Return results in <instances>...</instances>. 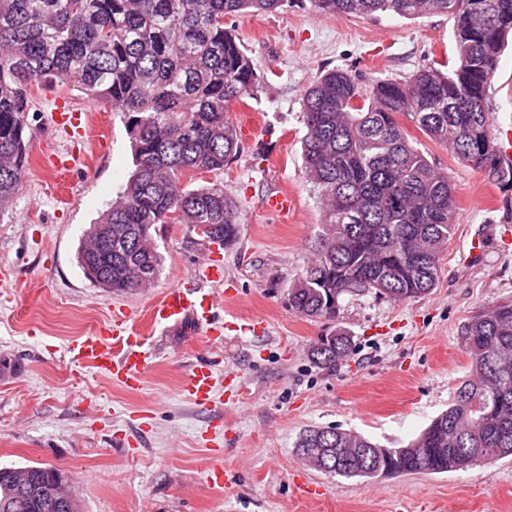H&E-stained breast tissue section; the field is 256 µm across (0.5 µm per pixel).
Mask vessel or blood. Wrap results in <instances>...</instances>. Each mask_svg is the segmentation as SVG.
I'll return each mask as SVG.
<instances>
[{
  "label": "vessel or blood",
  "instance_id": "obj_1",
  "mask_svg": "<svg viewBox=\"0 0 512 512\" xmlns=\"http://www.w3.org/2000/svg\"><path fill=\"white\" fill-rule=\"evenodd\" d=\"M200 287L177 283L163 293L150 310L152 327L178 328L192 324L204 334L214 333V295L211 286L222 284L224 274L212 258L200 262ZM146 333L129 313H117L109 326L95 335L73 339L67 346L70 363L104 371L113 383L128 390L138 389L148 365ZM216 381L210 364L195 366L184 380L181 391L197 407L214 402Z\"/></svg>",
  "mask_w": 512,
  "mask_h": 512
}]
</instances>
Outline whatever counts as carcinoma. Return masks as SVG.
Returning a JSON list of instances; mask_svg holds the SVG:
<instances>
[{"label": "carcinoma", "mask_w": 512, "mask_h": 512, "mask_svg": "<svg viewBox=\"0 0 512 512\" xmlns=\"http://www.w3.org/2000/svg\"><path fill=\"white\" fill-rule=\"evenodd\" d=\"M319 13L402 17L446 14L454 53L405 79L359 84L333 68L303 95L302 158L322 205L324 233L289 288L306 317H336L346 294L402 301L429 293L453 231L457 201L448 172L434 166L400 122L499 184L512 185L486 109L512 0H309ZM288 0H0V217L27 171L26 112L33 86L65 80L127 119L135 169L90 225L78 252L112 293L138 292L159 276L158 224H210L224 244L239 234L240 205L224 186L191 187L239 152L229 104L253 98L260 79L224 20L274 13ZM112 225V244L98 236ZM469 378L448 410L406 447L381 448L361 434L311 428L296 441L313 467L342 477L464 470L512 455V301L487 305L463 326ZM351 339L323 336L312 357L327 368ZM54 468L0 466V512H82L81 501L38 498Z\"/></svg>", "instance_id": "obj_1"}]
</instances>
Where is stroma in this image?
Here are the masks:
<instances>
[{"label":"stroma","mask_w":512,"mask_h":512,"mask_svg":"<svg viewBox=\"0 0 512 512\" xmlns=\"http://www.w3.org/2000/svg\"><path fill=\"white\" fill-rule=\"evenodd\" d=\"M230 24L261 79L255 98L232 103L241 132L237 158L198 184H223L241 204L237 239L212 247L182 224L157 225L162 256L152 288L114 294L93 286L77 260L85 231L134 169L126 120L104 103L91 115L84 162L28 171L0 222V465L40 464L68 474L83 512H512V456L445 474L346 478L305 468L294 475L295 443L306 429L336 427L384 448H401L446 411L470 371L462 327L487 304L512 299V186L503 187L416 127L408 132L455 190L456 227L437 284L400 302L349 294L332 318H307L288 301L323 232L317 194L303 172V95L332 68L359 83L403 79L454 51L453 21L393 12L330 16L309 0ZM81 106L70 83L31 90L30 158L70 150L76 131L58 123L55 100ZM487 106L496 130L512 128V43L504 49ZM295 203L292 220L265 210L277 191ZM490 193L488 206L475 204ZM483 242L480 255L471 240ZM213 254L224 270L215 288L221 337L150 331L141 390L100 371L76 369L65 347L107 325L115 309L146 320L175 283L197 286ZM259 318L264 332L238 330ZM346 330L349 355L325 369L310 357L319 337ZM241 379L236 395L204 410L180 390L200 362ZM223 473L212 485L211 470ZM312 489L298 495V486Z\"/></svg>","instance_id":"1"}]
</instances>
